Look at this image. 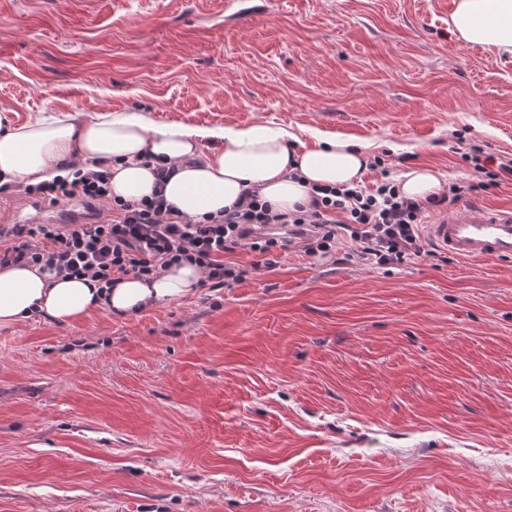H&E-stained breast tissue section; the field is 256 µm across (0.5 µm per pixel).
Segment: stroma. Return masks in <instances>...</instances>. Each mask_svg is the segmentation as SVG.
<instances>
[{"mask_svg": "<svg viewBox=\"0 0 512 512\" xmlns=\"http://www.w3.org/2000/svg\"><path fill=\"white\" fill-rule=\"evenodd\" d=\"M0 0V118L273 122L473 182L512 57L454 0ZM0 512H512V261L279 267L142 315L0 328Z\"/></svg>", "mask_w": 512, "mask_h": 512, "instance_id": "1", "label": "stroma"}]
</instances>
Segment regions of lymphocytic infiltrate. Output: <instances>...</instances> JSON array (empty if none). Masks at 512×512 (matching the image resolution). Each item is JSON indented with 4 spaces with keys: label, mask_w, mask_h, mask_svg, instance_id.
<instances>
[{
    "label": "lymphocytic infiltrate",
    "mask_w": 512,
    "mask_h": 512,
    "mask_svg": "<svg viewBox=\"0 0 512 512\" xmlns=\"http://www.w3.org/2000/svg\"><path fill=\"white\" fill-rule=\"evenodd\" d=\"M478 183H453L447 192L422 200L402 196L392 179L373 187H331L314 190L307 205L288 213L273 212L252 191L243 201L199 218L181 215L161 192L170 167L155 168L158 189L138 201L111 198L107 167L36 186L26 194L57 206L73 200L107 209L106 220L74 224H15L0 228V267L44 264L66 276L87 277L99 288H111L124 277L148 279L167 265L185 260L198 266L200 287L231 288L250 271L273 268L282 252L301 243L305 254H329L344 243L349 255L369 266H399L421 256L422 221L426 214L450 206L465 194L497 186L512 175V160L497 168L477 164ZM245 249L250 265L229 261Z\"/></svg>",
    "instance_id": "1"
}]
</instances>
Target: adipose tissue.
Segmentation results:
<instances>
[{"label":"adipose tissue","instance_id":"adipose-tissue-1","mask_svg":"<svg viewBox=\"0 0 512 512\" xmlns=\"http://www.w3.org/2000/svg\"><path fill=\"white\" fill-rule=\"evenodd\" d=\"M448 30L459 41L512 56V0H455ZM300 147L288 128L254 123L244 127L154 124L139 111H103L88 123L49 115L0 132V185H36L64 166L111 165L113 196L138 201L154 187L153 160L173 165L164 195L181 214L199 217L231 206L245 190H258L273 211L307 204L312 187L353 186L371 157L343 136L315 132ZM202 271L183 263L152 279L129 277L99 297L94 282L64 277L36 266L0 268V326L41 315L70 323L104 307L118 316L138 315L193 295Z\"/></svg>","mask_w":512,"mask_h":512}]
</instances>
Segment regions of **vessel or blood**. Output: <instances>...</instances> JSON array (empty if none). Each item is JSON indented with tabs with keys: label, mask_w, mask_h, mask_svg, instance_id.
<instances>
[{
	"label": "vessel or blood",
	"mask_w": 512,
	"mask_h": 512,
	"mask_svg": "<svg viewBox=\"0 0 512 512\" xmlns=\"http://www.w3.org/2000/svg\"><path fill=\"white\" fill-rule=\"evenodd\" d=\"M18 224H70L83 219L82 212L57 206H34L31 214H14ZM435 247L467 260H512V207L476 206L462 216H434L425 226Z\"/></svg>",
	"instance_id": "1"
}]
</instances>
